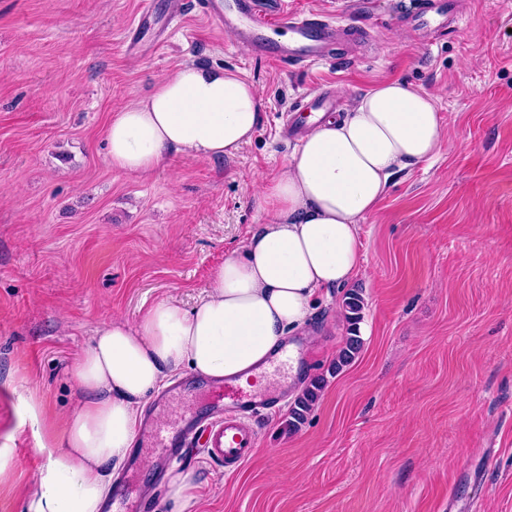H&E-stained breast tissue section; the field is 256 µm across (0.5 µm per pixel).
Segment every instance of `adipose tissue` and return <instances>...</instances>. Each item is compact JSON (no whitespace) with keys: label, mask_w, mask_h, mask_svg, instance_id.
<instances>
[{"label":"adipose tissue","mask_w":512,"mask_h":512,"mask_svg":"<svg viewBox=\"0 0 512 512\" xmlns=\"http://www.w3.org/2000/svg\"><path fill=\"white\" fill-rule=\"evenodd\" d=\"M264 108L239 73L181 65L111 118L109 163L146 176L172 153L235 156L253 140ZM444 144L436 98L398 79L375 84L345 116L315 123L261 183L263 224L216 267L193 309L163 300L134 321L98 328L73 366L77 407L49 422L37 445L46 462L25 512H103L112 478L132 453L141 407L166 379L187 370L245 385L289 335H308L321 292L346 286L362 265L361 224L379 213L401 172Z\"/></svg>","instance_id":"adipose-tissue-1"}]
</instances>
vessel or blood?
<instances>
[{
  "label": "vessel or blood",
  "mask_w": 512,
  "mask_h": 512,
  "mask_svg": "<svg viewBox=\"0 0 512 512\" xmlns=\"http://www.w3.org/2000/svg\"><path fill=\"white\" fill-rule=\"evenodd\" d=\"M203 16L243 41L255 53L283 65H312L334 58L342 35L338 20L325 15L313 18L288 11L284 0H199ZM451 0H433L419 8L411 21L415 28L443 29L453 14ZM153 13V0H141L138 14L126 33L128 51L140 49L139 33ZM215 401H231L238 417L223 416L197 425L206 436L211 456L222 463L239 465L250 459L256 448L253 430L244 420L279 408L282 399L273 391H245L233 380L211 388ZM187 433L153 426L145 432V444L166 460L179 458Z\"/></svg>",
  "instance_id": "obj_1"
}]
</instances>
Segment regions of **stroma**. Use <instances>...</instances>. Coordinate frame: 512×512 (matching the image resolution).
<instances>
[{
    "label": "stroma",
    "mask_w": 512,
    "mask_h": 512,
    "mask_svg": "<svg viewBox=\"0 0 512 512\" xmlns=\"http://www.w3.org/2000/svg\"><path fill=\"white\" fill-rule=\"evenodd\" d=\"M334 14L354 46L312 66H279L205 19L194 0L159 52H126L139 0H0V512H24L43 463V412L80 396L76 356L97 327L160 300L193 307L214 269L263 221L261 179L293 152L277 117L327 92L341 111L382 79L433 93L446 142L402 172L360 226L361 268L318 302L303 382L264 373L288 402L324 387L298 430L289 410L253 419L240 468L189 440L183 464L206 495L192 512H512V0H459L456 29L407 17L424 0H287ZM240 72L265 101L232 158L171 155L148 176L107 161L112 114L185 63ZM363 300L362 346L331 367L349 334L347 291ZM161 425L206 413L209 380L180 375Z\"/></svg>",
    "instance_id": "35a3bbf8"
}]
</instances>
